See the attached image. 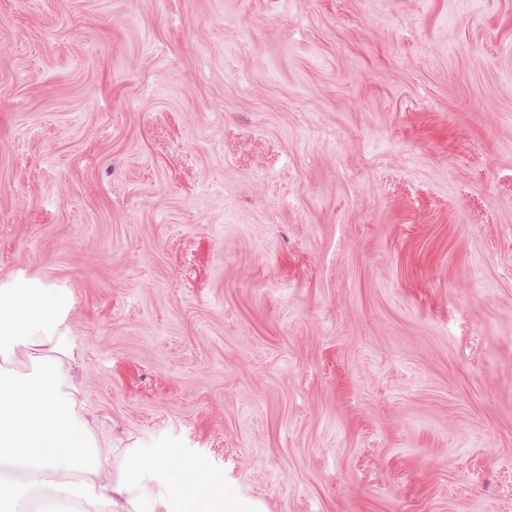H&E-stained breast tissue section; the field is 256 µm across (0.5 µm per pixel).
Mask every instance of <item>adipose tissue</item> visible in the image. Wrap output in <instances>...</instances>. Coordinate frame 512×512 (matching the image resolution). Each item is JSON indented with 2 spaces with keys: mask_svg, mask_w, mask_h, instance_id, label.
Wrapping results in <instances>:
<instances>
[{
  "mask_svg": "<svg viewBox=\"0 0 512 512\" xmlns=\"http://www.w3.org/2000/svg\"><path fill=\"white\" fill-rule=\"evenodd\" d=\"M61 323L41 289L0 293V512H153L90 432Z\"/></svg>",
  "mask_w": 512,
  "mask_h": 512,
  "instance_id": "ef3b65f1",
  "label": "adipose tissue"
}]
</instances>
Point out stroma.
<instances>
[{
    "label": "stroma",
    "mask_w": 512,
    "mask_h": 512,
    "mask_svg": "<svg viewBox=\"0 0 512 512\" xmlns=\"http://www.w3.org/2000/svg\"><path fill=\"white\" fill-rule=\"evenodd\" d=\"M26 286L155 512H512V0H0ZM173 491L186 493L196 498L197 508L205 509L207 507V498L214 492L211 481L204 477L198 470L190 472L187 481H181L174 486Z\"/></svg>",
    "instance_id": "stroma-1"
}]
</instances>
